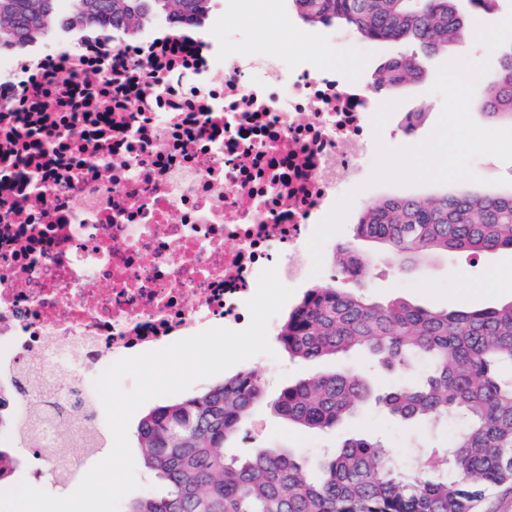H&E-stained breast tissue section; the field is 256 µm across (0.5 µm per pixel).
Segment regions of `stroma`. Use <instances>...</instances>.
Returning a JSON list of instances; mask_svg holds the SVG:
<instances>
[{"mask_svg": "<svg viewBox=\"0 0 512 512\" xmlns=\"http://www.w3.org/2000/svg\"><path fill=\"white\" fill-rule=\"evenodd\" d=\"M459 6L466 16L467 29H484L489 33L488 38L481 41L466 38L429 57L425 76L396 93L395 99L399 101L400 108L392 112L381 132L385 145L411 147L432 133L441 113L442 100L431 93L430 88L441 65L464 56L485 61L489 69L479 83L485 86L494 81L501 53L506 45L512 44V0H500L498 10L493 12L480 11L469 0H459ZM292 29L300 36L298 51L314 47L317 54L336 59L367 86L372 85L381 65L410 52L405 45L364 41L338 28L305 23L292 9L289 0H251L247 6L241 0H212L199 32L209 38L235 32L239 35L238 48L257 45L264 53L275 55L287 43L288 32ZM418 108L425 112L423 121L413 133H405L402 124L404 112ZM356 221L353 215L345 218L341 229L325 241L321 270H314L309 252H301L289 259V272L279 275L284 285L294 290L289 306H296L308 288L334 283L338 270L333 263V253L337 247L352 243ZM499 269L512 270V251L504 249L480 257L461 254L449 258L439 254L427 259L423 266L406 271L399 270L395 263L379 252L370 265L363 293L367 299L378 303L401 298L448 310L496 307L512 302V288H497L490 284L491 273ZM281 322V317L277 316L269 324L268 340L273 349L272 355H258L240 364L241 369L255 371L262 378L266 400L253 409L245 429L225 444V456L249 448L279 445L297 451L313 463L322 457L325 450L337 447L350 436L376 435L382 438L387 451L399 465L413 464L422 440L421 433L380 410H367L336 431L318 433L288 422L271 409L270 400L275 399L288 384L334 367L333 362L325 360L300 362L289 359L277 340ZM96 433L97 445L93 448L84 447L79 439H71L66 450L70 467L63 477L54 473L19 434H12L6 442L9 454L16 461L10 484L24 481L52 495H65L72 485L80 483L89 468L109 454L113 439L107 424H99Z\"/></svg>", "mask_w": 512, "mask_h": 512, "instance_id": "stroma-1", "label": "stroma"}]
</instances>
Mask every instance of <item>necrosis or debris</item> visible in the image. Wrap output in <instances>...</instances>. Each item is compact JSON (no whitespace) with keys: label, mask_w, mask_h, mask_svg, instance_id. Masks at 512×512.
<instances>
[{"label":"necrosis or debris","mask_w":512,"mask_h":512,"mask_svg":"<svg viewBox=\"0 0 512 512\" xmlns=\"http://www.w3.org/2000/svg\"><path fill=\"white\" fill-rule=\"evenodd\" d=\"M375 109L326 60L167 24L1 52L0 382L69 407L95 394L75 372L243 325L260 271L363 185Z\"/></svg>","instance_id":"4bbe7bcc"}]
</instances>
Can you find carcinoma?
Here are the masks:
<instances>
[{"mask_svg": "<svg viewBox=\"0 0 512 512\" xmlns=\"http://www.w3.org/2000/svg\"><path fill=\"white\" fill-rule=\"evenodd\" d=\"M0 0V52L26 47L54 29L106 25L132 32L146 19L201 23L211 0ZM310 24L336 26L365 40L416 47L387 61L376 85L395 91L420 79L424 60L465 35L458 0H291ZM488 118L512 122V47L497 82L477 94ZM354 240L381 245L410 267L434 252L477 257L512 250V191L390 197L366 205ZM351 288H310L280 326L291 358H339L365 350L390 369L419 361L424 376L377 393L360 374L342 370L283 389L273 410L306 429L332 431L375 403L405 423L457 418L462 429L440 450L428 446L410 469L398 467L380 441L353 436L310 471L279 446L224 457V443L245 427L264 399L261 378L239 371L209 390L151 409L140 421L142 462L166 487L132 501L125 512H478L495 489L512 490V303L477 310H435L360 292L369 266L359 247L338 252Z\"/></svg>", "mask_w": 512, "mask_h": 512, "instance_id": "1", "label": "carcinoma"}]
</instances>
